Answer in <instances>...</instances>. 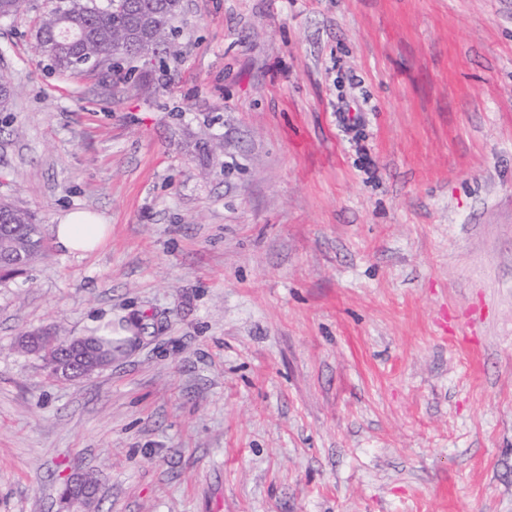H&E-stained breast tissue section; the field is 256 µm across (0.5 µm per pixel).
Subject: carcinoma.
Returning <instances> with one entry per match:
<instances>
[{"mask_svg": "<svg viewBox=\"0 0 512 512\" xmlns=\"http://www.w3.org/2000/svg\"><path fill=\"white\" fill-rule=\"evenodd\" d=\"M112 9L126 12L131 20L143 23L154 39L155 53H167L176 39L175 21L180 7L164 6V0H112ZM37 48L52 66L60 72H72L107 50L124 51V58L135 57L128 45V33L115 26L112 17L103 12L95 0H66L64 7L56 8L41 17L37 24ZM0 213L9 223L6 234L0 235V255L6 260L23 259L25 266L46 253V244L27 209L16 207L9 200L0 201ZM34 339L30 351L45 350L44 368L56 370L54 355L49 345L38 347L39 332L28 333Z\"/></svg>", "mask_w": 512, "mask_h": 512, "instance_id": "1", "label": "carcinoma"}]
</instances>
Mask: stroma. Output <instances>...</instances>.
<instances>
[{
    "label": "stroma",
    "instance_id": "1",
    "mask_svg": "<svg viewBox=\"0 0 512 512\" xmlns=\"http://www.w3.org/2000/svg\"><path fill=\"white\" fill-rule=\"evenodd\" d=\"M58 3L0 18V197L112 232L0 280V512H512V0H183L128 80ZM64 7H56L41 17L36 27L37 48L52 66L60 72H72L97 60L112 48L122 49L124 59L136 53L128 45V32L115 26L112 17L103 12L94 0H67ZM65 31L76 33L78 38L68 39ZM117 51L101 54L104 62L120 58Z\"/></svg>",
    "mask_w": 512,
    "mask_h": 512
}]
</instances>
